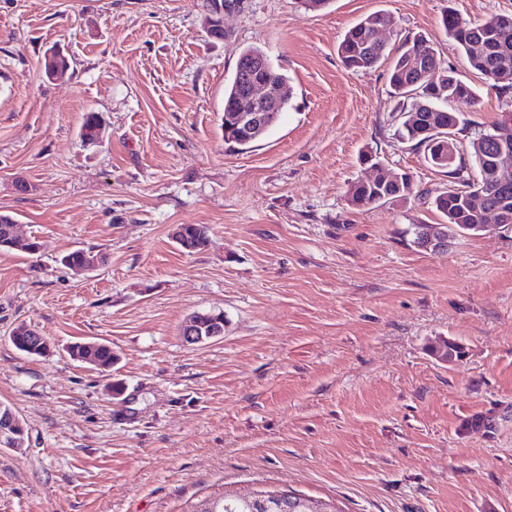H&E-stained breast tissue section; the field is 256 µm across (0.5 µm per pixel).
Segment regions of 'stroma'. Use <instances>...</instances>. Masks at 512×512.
<instances>
[{
  "label": "stroma",
  "mask_w": 512,
  "mask_h": 512,
  "mask_svg": "<svg viewBox=\"0 0 512 512\" xmlns=\"http://www.w3.org/2000/svg\"><path fill=\"white\" fill-rule=\"evenodd\" d=\"M207 4L0 0V213L42 245L0 251V403L28 432L0 447V512H196L272 488L340 512H512V231L411 244L410 225L442 223L451 180L398 137L388 61L355 73L337 53L390 14L388 52L425 36L474 88L453 105L474 133L506 99L441 16L512 0H240L221 40ZM55 44L70 67L50 80ZM249 46L290 106L241 146L224 141V88ZM369 151L410 173L409 199L350 204ZM179 224L206 246L181 249ZM79 249L105 264H61ZM196 312L223 313V338L184 344ZM21 325L49 353L18 352ZM442 339L464 357L433 356ZM78 340L110 345L112 368L72 360Z\"/></svg>",
  "instance_id": "35a3bbf8"
}]
</instances>
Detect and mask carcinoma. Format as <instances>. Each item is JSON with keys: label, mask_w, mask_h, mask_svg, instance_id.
Returning <instances> with one entry per match:
<instances>
[{"label": "carcinoma", "mask_w": 512, "mask_h": 512, "mask_svg": "<svg viewBox=\"0 0 512 512\" xmlns=\"http://www.w3.org/2000/svg\"><path fill=\"white\" fill-rule=\"evenodd\" d=\"M387 15L375 12L367 15L350 28L338 45L337 51L346 67L352 71H367L388 57L387 46L372 39L373 26L383 22ZM442 26L459 46H466L464 54L472 69L482 74L489 85L503 94L512 92V51H498L500 39L512 38V14L496 15L480 23H472L454 11L446 12ZM439 69L437 79L428 76V70ZM389 81L394 94L410 102L400 112L398 136L423 151L428 162L448 172L460 187H451L433 199L435 209L447 220L441 225L446 231H460L464 224H501L499 203L502 194L485 177L497 158L498 145L493 141L501 122L478 132L468 142V150L455 148V160L448 162V136L458 134L462 123L460 115L451 109L454 102L471 100L475 96L472 86L459 74L441 67V60L430 42L423 38L407 39L391 60ZM239 96L236 81L224 91V140L235 139L233 112ZM413 193L410 175L401 173L396 183L357 181L347 191L354 206H366L393 199H405ZM472 195L486 198V207L474 212L465 206ZM437 358L453 363L460 360L463 347L455 341L444 340L433 349ZM209 512H279V504L272 491L261 497L248 499L224 498L213 503Z\"/></svg>", "instance_id": "carcinoma-1"}]
</instances>
